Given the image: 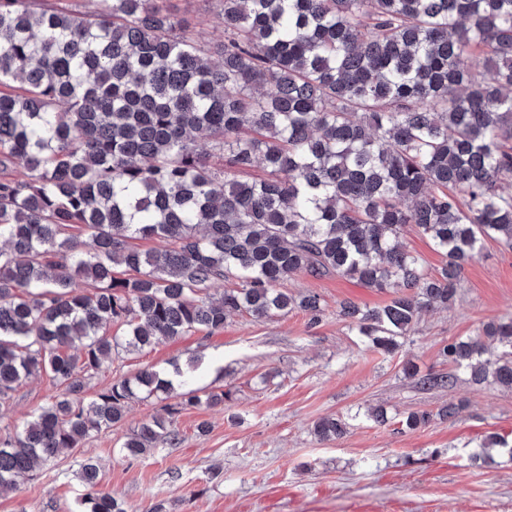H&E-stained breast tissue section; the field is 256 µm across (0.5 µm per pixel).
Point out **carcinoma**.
Returning <instances> with one entry per match:
<instances>
[{
    "label": "carcinoma",
    "mask_w": 512,
    "mask_h": 512,
    "mask_svg": "<svg viewBox=\"0 0 512 512\" xmlns=\"http://www.w3.org/2000/svg\"><path fill=\"white\" fill-rule=\"evenodd\" d=\"M98 2L85 13L0 0V408L33 377L62 386L0 437V492L136 400L163 406L127 435L128 458L179 445L182 410L230 398L152 367L86 398L125 353L242 314L299 309L316 323L320 296L282 287L304 272L390 293L376 308L341 301L337 316L391 356L422 312L456 300L485 241L512 247L500 189L512 179V0H221L217 63L160 0ZM408 225L444 255L437 272L408 250ZM228 278L237 287L211 293ZM442 356L446 373H404L427 390L462 379L511 391L512 315ZM348 426L324 417L312 435L330 442ZM498 455L512 459V438L494 433L470 459ZM76 477L81 512H128L96 461Z\"/></svg>",
    "instance_id": "carcinoma-1"
}]
</instances>
